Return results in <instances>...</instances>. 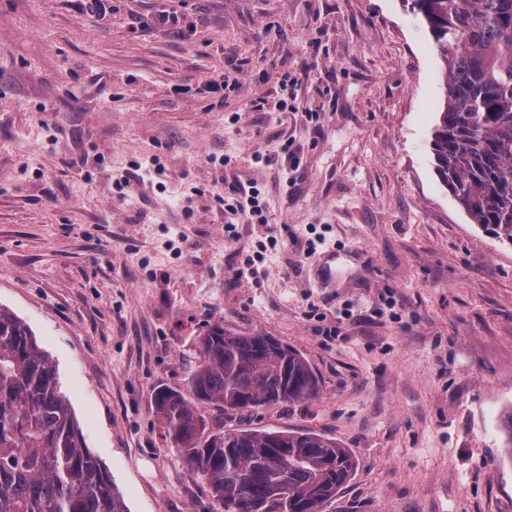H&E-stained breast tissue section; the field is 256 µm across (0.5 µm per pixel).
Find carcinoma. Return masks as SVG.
I'll return each mask as SVG.
<instances>
[{"instance_id": "obj_1", "label": "carcinoma", "mask_w": 512, "mask_h": 512, "mask_svg": "<svg viewBox=\"0 0 512 512\" xmlns=\"http://www.w3.org/2000/svg\"><path fill=\"white\" fill-rule=\"evenodd\" d=\"M445 63L432 136L435 170L472 223L512 244V0H404ZM211 325L181 389L155 405L165 437L202 473L224 512H323L351 480L350 449L311 430L206 433L196 405L235 412L314 400L319 378L296 349ZM0 512H127L85 448L57 372L29 325L0 307Z\"/></svg>"}]
</instances>
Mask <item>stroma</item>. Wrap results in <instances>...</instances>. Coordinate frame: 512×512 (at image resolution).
<instances>
[{
    "label": "stroma",
    "instance_id": "obj_1",
    "mask_svg": "<svg viewBox=\"0 0 512 512\" xmlns=\"http://www.w3.org/2000/svg\"><path fill=\"white\" fill-rule=\"evenodd\" d=\"M443 70L403 0H0V306L128 512H224L154 406L215 322L317 373L199 412L350 448L325 512H512V245L435 172ZM224 211L238 218L253 217L262 212L257 193L250 188H235L233 192L224 198Z\"/></svg>",
    "mask_w": 512,
    "mask_h": 512
}]
</instances>
